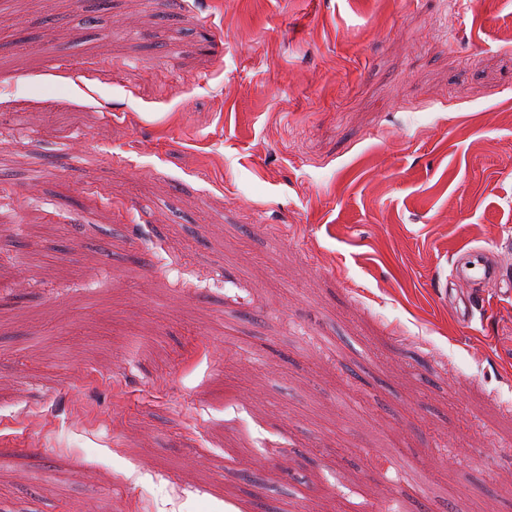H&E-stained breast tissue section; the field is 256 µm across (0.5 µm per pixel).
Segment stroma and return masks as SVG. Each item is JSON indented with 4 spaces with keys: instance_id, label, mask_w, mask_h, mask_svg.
<instances>
[{
    "instance_id": "stroma-1",
    "label": "stroma",
    "mask_w": 512,
    "mask_h": 512,
    "mask_svg": "<svg viewBox=\"0 0 512 512\" xmlns=\"http://www.w3.org/2000/svg\"><path fill=\"white\" fill-rule=\"evenodd\" d=\"M448 2L0 0V512H512V299L448 305L512 0Z\"/></svg>"
}]
</instances>
